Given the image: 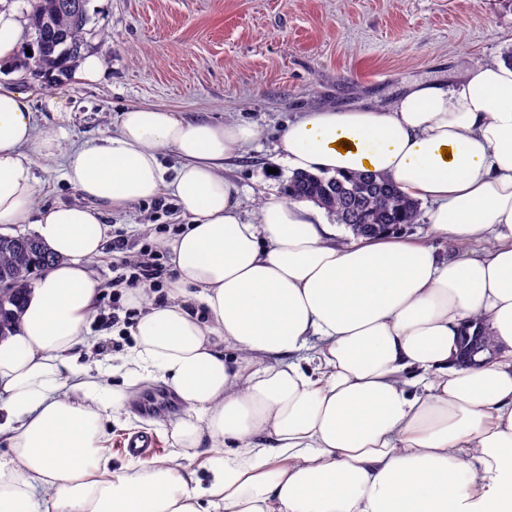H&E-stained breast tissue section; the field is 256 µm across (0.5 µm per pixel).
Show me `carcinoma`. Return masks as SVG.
<instances>
[{
	"instance_id": "cac0c4a2",
	"label": "carcinoma",
	"mask_w": 512,
	"mask_h": 512,
	"mask_svg": "<svg viewBox=\"0 0 512 512\" xmlns=\"http://www.w3.org/2000/svg\"><path fill=\"white\" fill-rule=\"evenodd\" d=\"M30 2L28 25L38 46L36 72L70 67L88 48L87 0ZM286 190L288 198L312 201L352 230L361 224H391L396 232L416 223L420 211L419 202L404 195L392 179L370 172L339 178L297 173L288 178ZM53 261L34 237H0V336L13 329L32 280Z\"/></svg>"
}]
</instances>
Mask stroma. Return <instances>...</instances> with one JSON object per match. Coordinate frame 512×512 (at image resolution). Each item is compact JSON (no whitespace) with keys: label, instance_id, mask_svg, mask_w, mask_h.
Instances as JSON below:
<instances>
[{"label":"stroma","instance_id":"1","mask_svg":"<svg viewBox=\"0 0 512 512\" xmlns=\"http://www.w3.org/2000/svg\"><path fill=\"white\" fill-rule=\"evenodd\" d=\"M86 8V39L104 74L95 84L47 85L68 109L35 104L39 123L62 128L69 144L112 135L121 112L142 104L256 124L261 140L224 168L250 212L261 190L284 189L289 174L276 145L300 112L388 103L410 82L512 51V0H88ZM34 174L37 204H83L62 167ZM177 213H155L144 201L106 220L130 242L156 245L157 225L177 224ZM172 420L126 406L106 427L113 469L137 463L119 449L129 432H152L167 453Z\"/></svg>","mask_w":512,"mask_h":512}]
</instances>
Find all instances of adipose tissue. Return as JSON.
<instances>
[{"label":"adipose tissue","instance_id":"adipose-tissue-1","mask_svg":"<svg viewBox=\"0 0 512 512\" xmlns=\"http://www.w3.org/2000/svg\"><path fill=\"white\" fill-rule=\"evenodd\" d=\"M40 89L0 80V226L32 224L57 258L0 339V512H512V66L309 109L279 138L291 172L388 176L430 203L433 236L493 241L448 261L396 233L337 241L323 208L275 191L244 211L223 169L253 125L142 105L66 148L35 122ZM60 158L86 205H36L34 165ZM161 195L184 220L163 243L174 290L131 294L114 387L78 357L95 347L103 211ZM472 324L502 348L475 366L459 357ZM144 378L184 408L171 449L110 470L104 424Z\"/></svg>","mask_w":512,"mask_h":512}]
</instances>
